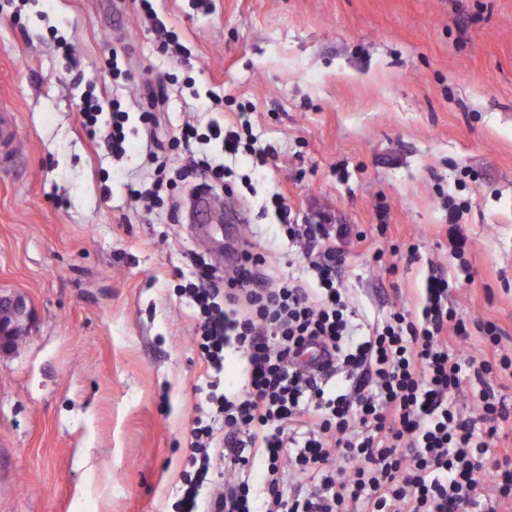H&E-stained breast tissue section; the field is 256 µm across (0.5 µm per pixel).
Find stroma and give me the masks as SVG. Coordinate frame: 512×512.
Instances as JSON below:
<instances>
[{"label":"stroma","instance_id":"stroma-1","mask_svg":"<svg viewBox=\"0 0 512 512\" xmlns=\"http://www.w3.org/2000/svg\"><path fill=\"white\" fill-rule=\"evenodd\" d=\"M156 7L185 56L160 46L133 0H0V289L36 316L0 353V512H172L201 404L205 366L174 288L185 249L213 253L113 179L146 154L99 156L78 115L83 81L130 112L145 85L167 87L173 134L213 118L195 89L221 98L225 129L250 111L274 155L241 238L262 244L260 206L277 190L297 223L348 225L344 275L368 320L416 308L430 268L455 273L442 196L453 190L471 276L449 299L495 323L512 356V0Z\"/></svg>","mask_w":512,"mask_h":512}]
</instances>
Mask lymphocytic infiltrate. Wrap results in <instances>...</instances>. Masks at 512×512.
<instances>
[{
  "instance_id": "lymphocytic-infiltrate-1",
  "label": "lymphocytic infiltrate",
  "mask_w": 512,
  "mask_h": 512,
  "mask_svg": "<svg viewBox=\"0 0 512 512\" xmlns=\"http://www.w3.org/2000/svg\"><path fill=\"white\" fill-rule=\"evenodd\" d=\"M168 102L147 89L139 121L152 138L144 183L131 188L146 210L165 206L166 221L183 223L185 203L203 190L233 194L263 179L271 147H258L249 113L240 131L211 121L207 132L185 124L158 136ZM82 124L104 137L115 159L137 152L130 115L119 100L102 106L85 96ZM217 140L225 156L248 155L251 171L236 175L203 151ZM185 164L169 176L167 149ZM272 239L300 248L297 270L284 273L267 255L243 251L225 271L189 256L191 279L181 286L195 321L193 342L213 376L206 410L191 430L177 512H499L512 506V408L495 397L492 377L511 375L512 358L464 353L468 323L448 304L450 281L434 269L416 310L395 309L358 323L332 237L340 225L298 224L282 193L266 199ZM329 361L317 374L298 362L309 346ZM481 401L477 417L455 406L463 386ZM229 459L233 471L214 469Z\"/></svg>"
}]
</instances>
